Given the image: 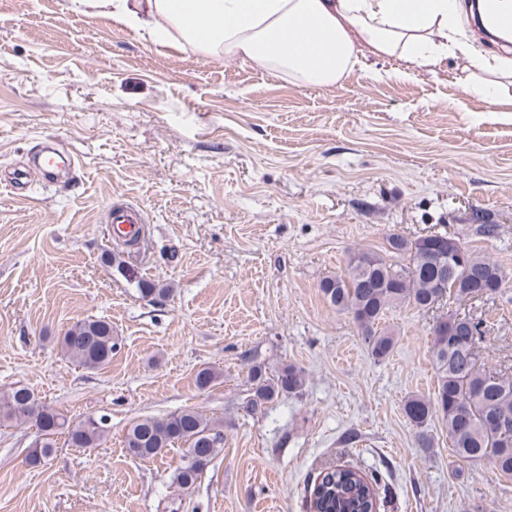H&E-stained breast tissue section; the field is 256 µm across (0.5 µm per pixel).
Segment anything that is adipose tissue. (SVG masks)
<instances>
[{
  "label": "adipose tissue",
  "mask_w": 512,
  "mask_h": 512,
  "mask_svg": "<svg viewBox=\"0 0 512 512\" xmlns=\"http://www.w3.org/2000/svg\"><path fill=\"white\" fill-rule=\"evenodd\" d=\"M146 32L156 43L188 44L228 62L288 80L332 87L362 57H396L393 77L447 56L460 58L463 91L487 111L512 106V57L487 56L460 35L458 0H81Z\"/></svg>",
  "instance_id": "obj_1"
}]
</instances>
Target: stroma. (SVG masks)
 Returning a JSON list of instances; mask_svg holds the SVG:
<instances>
[{"mask_svg":"<svg viewBox=\"0 0 512 512\" xmlns=\"http://www.w3.org/2000/svg\"><path fill=\"white\" fill-rule=\"evenodd\" d=\"M401 66L370 55L339 85L298 86L72 0H0V393L25 385L73 421L108 419L100 447L58 434L38 467L35 428L1 425L0 512H309L327 465L380 471V512H512V477L459 458L441 419L417 445L404 402L438 385L432 313L389 311L396 346L377 362L318 288L393 233L448 234L512 276V112L465 95L452 56L413 80L370 78ZM48 140L78 165L20 199L6 181ZM117 200L147 214L131 262L170 286L165 300L103 259L124 248L107 222ZM472 308L482 362L512 369V287ZM88 318L122 340L102 369L59 347ZM253 360L301 367L302 396L249 413ZM205 366L220 377L201 390ZM185 409L224 429L188 490L171 479L180 448L125 449L133 421Z\"/></svg>","mask_w":512,"mask_h":512,"instance_id":"35a3bbf8","label":"stroma"}]
</instances>
